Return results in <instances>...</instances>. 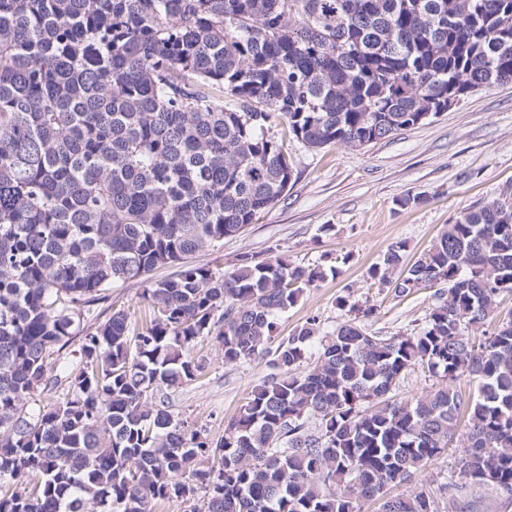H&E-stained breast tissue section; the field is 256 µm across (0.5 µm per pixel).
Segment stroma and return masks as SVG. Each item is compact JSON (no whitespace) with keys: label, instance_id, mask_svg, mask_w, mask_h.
<instances>
[{"label":"stroma","instance_id":"1","mask_svg":"<svg viewBox=\"0 0 512 512\" xmlns=\"http://www.w3.org/2000/svg\"><path fill=\"white\" fill-rule=\"evenodd\" d=\"M273 131L298 172L295 181L245 232L194 255L193 261L224 270L244 256L261 261L280 255L311 267L327 254L349 255L339 275L306 290L282 316L284 336L314 314L324 329H335L346 320L335 304L345 294L359 306H377L376 315L363 322L369 333L417 331L434 302L433 289L398 298L368 279V268L402 240L409 245L408 258L418 257L465 209L495 198L512 203L511 82L478 90L437 117L363 148L334 143L310 151L289 137L285 122H277ZM407 194L420 195L421 204L399 207L398 198ZM325 224L332 225L330 234L321 233ZM196 353L207 362L204 374L173 392L171 402L217 441L269 369L258 361L225 364L221 347L210 338L198 344ZM461 460L457 441L413 484L393 492L437 486L448 471L460 469Z\"/></svg>","mask_w":512,"mask_h":512}]
</instances>
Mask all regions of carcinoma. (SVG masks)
Returning <instances> with one entry per match:
<instances>
[{"mask_svg": "<svg viewBox=\"0 0 512 512\" xmlns=\"http://www.w3.org/2000/svg\"><path fill=\"white\" fill-rule=\"evenodd\" d=\"M511 81L512 0H0V512H359L457 435L459 472L383 512L511 499L512 204L368 269L397 297L439 286L410 334L312 316L279 336L346 255L187 262L288 192L275 120L308 150L360 148ZM167 267L140 329L124 309L98 321L114 285ZM208 337L272 369L217 442L169 402ZM75 338L77 361L53 357ZM415 370L437 383L398 397Z\"/></svg>", "mask_w": 512, "mask_h": 512, "instance_id": "cac0c4a2", "label": "carcinoma"}]
</instances>
